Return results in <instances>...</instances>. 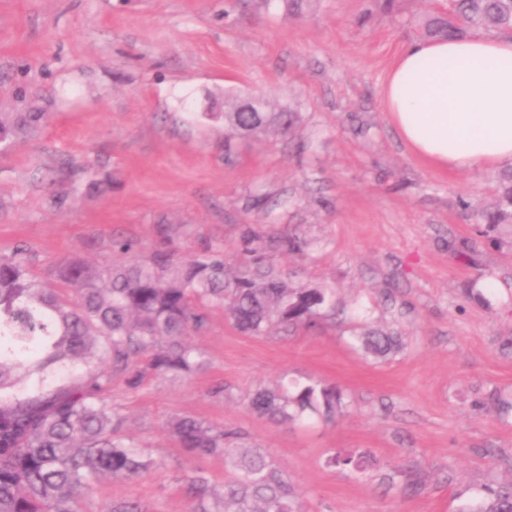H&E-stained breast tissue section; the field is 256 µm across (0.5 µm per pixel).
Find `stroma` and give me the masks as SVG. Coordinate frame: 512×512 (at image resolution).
<instances>
[{
    "label": "stroma",
    "instance_id": "1",
    "mask_svg": "<svg viewBox=\"0 0 512 512\" xmlns=\"http://www.w3.org/2000/svg\"><path fill=\"white\" fill-rule=\"evenodd\" d=\"M436 0H0V119L46 124L0 143V254L19 244L44 281L62 261L112 260L110 239L141 253L222 247L239 260L243 225L298 231L304 259L276 262L331 289L335 321L248 336L213 311L194 337L203 369L177 382L115 385L110 402L154 466L104 476L76 512L137 499L190 512L185 479L223 485V458L195 459L167 423L194 415L240 430L287 473L303 512H455L512 480V224L477 223L494 171L447 172L414 155L382 104L404 40ZM260 95L302 115L295 138L234 140L225 95ZM95 178L103 192L83 190ZM66 194L63 205L54 198ZM268 198L269 215L250 207ZM473 292H466V284ZM402 349L375 360L352 345L359 319ZM319 378L349 404L335 422L281 424L248 412L261 386ZM225 394H215L217 386ZM350 455L359 468L334 467Z\"/></svg>",
    "mask_w": 512,
    "mask_h": 512
}]
</instances>
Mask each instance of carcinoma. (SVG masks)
Segmentation results:
<instances>
[{
    "mask_svg": "<svg viewBox=\"0 0 512 512\" xmlns=\"http://www.w3.org/2000/svg\"><path fill=\"white\" fill-rule=\"evenodd\" d=\"M475 30L512 33V0H450L425 25L433 39ZM248 99L237 96L208 116L224 119L234 136L293 134L299 113L268 104L247 112ZM42 118L21 114L10 127L0 121V139ZM478 216L485 224H512V168L499 174L498 199ZM309 246L297 233L273 235L248 224L242 261L231 272L220 249L127 260L137 242L113 238L109 249L123 260H65L52 286L34 274L26 245L0 254V512H73L100 476L132 480L145 472L152 464L148 446L125 434V418L108 400L112 387L136 389L150 373L197 372L203 361L189 338L208 329L212 311L223 310L250 336L310 328L335 311L326 289L296 284L273 263L276 255L304 257ZM355 339L377 358L399 348L398 337L381 331ZM345 406L343 392L322 381L260 387L248 401L250 412L281 423L311 415L333 422ZM169 432L189 456H222L231 468L220 491L201 472L187 479L191 512H301L288 476L261 449L238 445L240 431L180 415ZM457 512H512V483L485 488Z\"/></svg>",
    "mask_w": 512,
    "mask_h": 512,
    "instance_id": "carcinoma-1",
    "label": "carcinoma"
}]
</instances>
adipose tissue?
<instances>
[{
  "instance_id": "1",
  "label": "adipose tissue",
  "mask_w": 512,
  "mask_h": 512,
  "mask_svg": "<svg viewBox=\"0 0 512 512\" xmlns=\"http://www.w3.org/2000/svg\"><path fill=\"white\" fill-rule=\"evenodd\" d=\"M383 103L405 144L436 168L512 164V37L408 41Z\"/></svg>"
}]
</instances>
